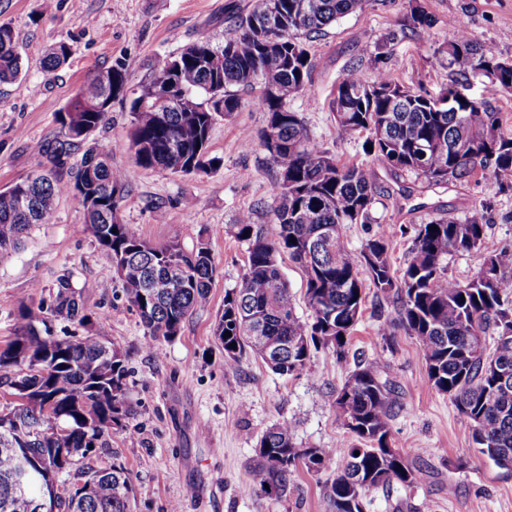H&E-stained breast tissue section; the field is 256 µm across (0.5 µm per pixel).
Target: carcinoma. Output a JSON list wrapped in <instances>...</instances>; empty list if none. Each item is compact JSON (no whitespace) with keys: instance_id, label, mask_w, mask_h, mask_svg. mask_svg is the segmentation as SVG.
I'll list each match as a JSON object with an SVG mask.
<instances>
[{"instance_id":"carcinoma-1","label":"carcinoma","mask_w":512,"mask_h":512,"mask_svg":"<svg viewBox=\"0 0 512 512\" xmlns=\"http://www.w3.org/2000/svg\"><path fill=\"white\" fill-rule=\"evenodd\" d=\"M266 2L253 0L247 10L231 5L234 35L222 45L201 40L187 46L173 66L154 65L135 97H128L119 65L84 82L58 111V131L34 146L49 168L0 191V260L20 248L32 225L51 223L58 198L71 196L83 208L84 226L94 227L95 241L111 255L145 335H178L209 298L217 272L210 249L203 241L190 251L175 242L153 245L123 223L118 210L130 192L128 177L112 167V151L99 148L91 135L105 125L114 102L128 100L130 148L139 166L206 173L217 163L208 150L214 124L241 107L231 87L258 80L261 94L254 104L267 113V123L258 136L245 134L244 145L259 140L278 171L276 229L267 232L249 212L239 216L235 236L247 242L248 257L240 284L224 294L214 335L224 348L225 366L251 354L290 377L306 369L311 350L320 345L336 360L346 358L347 337L362 317L364 279L343 226L367 223L375 196L368 171L339 163L289 107L305 93L313 68L297 32L317 33L369 0H272L271 19ZM445 53L448 68L461 79L480 76L512 94V62L502 66L468 32H460ZM69 55L66 44L54 43L41 65L58 69ZM22 69L13 30L1 24L0 82L17 79ZM156 93L174 101L158 107ZM328 106L342 138L366 135L364 144L372 149L365 154L395 170L432 185L479 175L500 192L512 191V135L501 132L498 113L487 101L462 94L454 84L436 96L424 95L381 72L369 81L353 66ZM270 136L278 140L274 149ZM491 208L487 202L463 220L419 226L399 278L391 272V233L368 239L360 255L370 285L399 303L395 323L417 339L429 383L453 400L470 421L478 452L501 468L512 464V294L506 291L512 285V249L487 255L465 283L449 278L443 265L448 254L482 245ZM284 253L305 276L309 321L296 313L278 262ZM19 318L16 336L0 348V387H14L24 397L0 409V512H133V480L121 464L82 467L73 473L90 488L66 498L52 495L58 477L101 447L105 433L128 428L125 356L97 336H52L54 320L80 326L89 320L66 276L38 303L23 307ZM491 327L497 336L489 347L485 333ZM256 335L271 343L270 350L257 345ZM392 392L373 362L357 363L336 391L338 418L360 444L348 449L347 464L327 488L332 512H365L375 489L413 483L416 466L388 444ZM334 453L298 448L292 427L275 424L257 441L249 487L280 498L298 464L317 473ZM22 459L35 471H47L24 491L15 480Z\"/></svg>"}]
</instances>
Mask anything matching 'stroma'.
<instances>
[{"instance_id": "1", "label": "stroma", "mask_w": 512, "mask_h": 512, "mask_svg": "<svg viewBox=\"0 0 512 512\" xmlns=\"http://www.w3.org/2000/svg\"><path fill=\"white\" fill-rule=\"evenodd\" d=\"M229 0H0V24L16 35L25 69L0 82V190L40 168L33 146L58 129L57 113L77 88L101 69L121 65L128 85L141 89L156 63L201 40L223 43L232 26L224 14ZM433 19L397 42L412 5ZM465 27L484 48L512 60V0H370L367 7L310 35L308 90L291 101L311 137L342 163H366L375 200L371 220L343 233L352 256L365 241L392 231L391 266L402 274L414 230L436 218L458 220L485 202L497 218L483 245L448 255L449 277L465 282L485 256L512 248V193L496 192L478 177L434 186L424 178L370 161L361 139H341L328 102L352 66L365 78L384 71L399 83L431 95L453 76L441 53ZM62 42L71 55L61 68L39 65L49 44ZM385 52H378V45ZM242 105L214 125L209 150L221 160L201 174L176 175L139 167L129 148L127 105L112 106L105 127L95 132L99 148L112 152L114 167L131 183L120 203L123 223L153 244L180 243L192 249L206 242L218 273L208 303L187 319L180 334L148 348L140 319L123 299L111 256L83 227L79 203L56 202L51 223L33 227L22 250L0 262V348L16 335L22 305L39 300L56 280L69 275L91 316L89 330L126 357L125 401L133 411L127 430L106 435L89 460L128 468L135 485L134 512H330L327 485L345 462L353 437L342 427L334 395L361 361L378 365L381 379L395 389L390 445L417 468L408 486L380 488L367 512H512V473L499 469L476 449L469 420L449 396L427 379L415 337L394 328L396 304L365 290L362 317L351 334L344 361L324 347L312 350L306 369L284 378L260 360L224 365L213 333L224 294L235 288L247 260V244L233 226L240 214L275 228L276 167L259 146L243 149V133L258 134L267 122L254 98L259 86L236 87ZM288 423L300 448H332L336 455L317 474L298 468L285 496L270 498L248 488L247 466L258 437L271 425Z\"/></svg>"}]
</instances>
